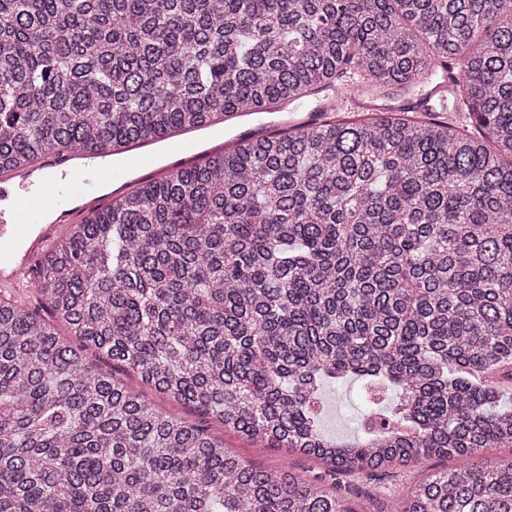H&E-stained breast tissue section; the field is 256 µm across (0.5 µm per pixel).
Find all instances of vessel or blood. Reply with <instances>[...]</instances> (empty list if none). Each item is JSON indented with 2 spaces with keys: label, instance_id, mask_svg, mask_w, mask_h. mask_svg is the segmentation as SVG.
Segmentation results:
<instances>
[{
  "label": "vessel or blood",
  "instance_id": "b4317fda",
  "mask_svg": "<svg viewBox=\"0 0 512 512\" xmlns=\"http://www.w3.org/2000/svg\"><path fill=\"white\" fill-rule=\"evenodd\" d=\"M176 164L202 159L193 138L169 143ZM131 187L123 169L81 150L42 160L28 173L0 174V294L35 299V275L42 254L68 225L89 209L110 201L109 186Z\"/></svg>",
  "mask_w": 512,
  "mask_h": 512
}]
</instances>
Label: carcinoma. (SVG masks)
<instances>
[{
    "label": "carcinoma",
    "instance_id": "cac0c4a2",
    "mask_svg": "<svg viewBox=\"0 0 512 512\" xmlns=\"http://www.w3.org/2000/svg\"><path fill=\"white\" fill-rule=\"evenodd\" d=\"M440 84L135 185L45 255L49 321L0 296V512H512V457L471 462L512 447V0H0V171ZM328 380L379 388L360 435L324 433ZM432 458L366 508L337 479ZM88 359L91 363L96 365L103 372H110L113 375L123 380L126 384H128L131 388L143 393L146 397H148L159 409L164 411H169L173 413H184L187 412L184 408L179 405L169 401L167 398L163 397L150 390L148 387L144 386L137 377L130 372H127L122 367L112 366V361L107 358L98 357L95 354H88ZM192 418L204 421L211 432L217 437L224 438V445L235 451L248 463L263 469H276L283 463L288 464L293 470L303 472L312 471L318 473L323 470L317 462L301 457L286 448H268L267 445L248 441L233 433H224V428L209 416L193 414Z\"/></svg>",
    "mask_w": 512,
    "mask_h": 512
}]
</instances>
